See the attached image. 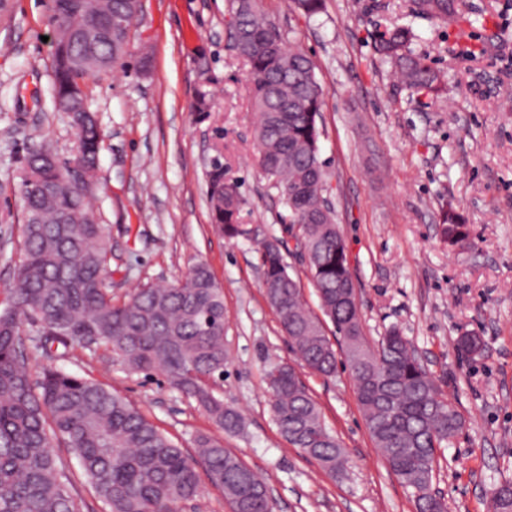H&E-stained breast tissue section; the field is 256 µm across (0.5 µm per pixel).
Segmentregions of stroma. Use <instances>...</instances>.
<instances>
[{"mask_svg": "<svg viewBox=\"0 0 512 512\" xmlns=\"http://www.w3.org/2000/svg\"><path fill=\"white\" fill-rule=\"evenodd\" d=\"M466 2L469 14L448 22L412 16L411 0H324L315 17L294 0L262 6L325 89L326 196L363 333L374 342L398 328L464 417L434 463L448 512H491L492 489L512 482V0ZM230 19L228 0H143L125 56L90 85L102 143L89 202L112 247L105 283L121 301L149 283H176L196 262L209 266L224 291L218 391L245 421L222 441L262 476L273 512H415L368 433L349 370L327 379L304 366L266 300L258 253L211 222L207 173L218 161L239 187L243 223L262 238L282 234ZM394 26L412 29L413 50L441 73L439 93L400 84L375 53L377 35ZM54 34L52 0L0 9V309L22 243L23 159L43 143L74 159L75 131L50 95ZM202 87L216 94L207 115L195 109ZM446 210L466 224V243L442 236ZM464 335L482 338L481 355L458 349ZM280 363L294 367L344 448L343 475L279 433L265 374ZM62 365L117 391L182 448L218 433L164 376L129 372L106 347L74 349Z\"/></svg>", "mask_w": 512, "mask_h": 512, "instance_id": "stroma-1", "label": "stroma"}]
</instances>
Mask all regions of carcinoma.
Listing matches in <instances>:
<instances>
[{
	"label": "carcinoma",
	"mask_w": 512,
	"mask_h": 512,
	"mask_svg": "<svg viewBox=\"0 0 512 512\" xmlns=\"http://www.w3.org/2000/svg\"><path fill=\"white\" fill-rule=\"evenodd\" d=\"M465 7V0H412L415 14L432 19L461 15ZM53 12V104L61 112L85 114L74 123L84 179H73L49 147L25 158L21 258L13 303L0 311V512H82L57 445L78 460L103 512H179L180 504L202 493L199 467L223 490L232 512H272L266 483L220 439L199 435L187 452L120 394L54 365L77 346L91 351L106 344L129 370L164 373L224 433L244 428L242 415L215 391L227 363L224 294L208 266L194 265L176 284L146 285L121 304L113 302L105 283L111 246L104 226L93 222L88 201L101 150L89 86L126 53L134 5L53 0ZM229 12L238 20L233 44L251 74L258 163L278 191L284 230L304 251L321 308L345 346L366 427L415 504L426 512H447L433 487L434 453L462 429V414L442 396L406 337L392 328L369 344L360 309L339 300L352 274L334 212L317 222L326 171L319 127L324 89L314 65L306 53L286 45L259 0H229ZM96 20L108 32L90 44L85 28ZM411 39V29L397 27L377 38L376 50L395 61L407 87L436 93L439 76L412 52ZM207 177L213 223L229 239L254 240L252 229L240 222L242 201L223 165L213 166ZM441 221L448 241H466L459 215L445 212ZM285 247L280 237L261 243L266 299L294 352L313 372L332 378L336 349L305 308ZM23 317L41 324L29 339L20 328ZM27 340L34 354L50 361L35 378ZM266 379L269 410L285 440L330 475L343 473V449L294 368L274 365ZM492 502L493 512H512V491L496 488Z\"/></svg>",
	"instance_id": "1"
}]
</instances>
